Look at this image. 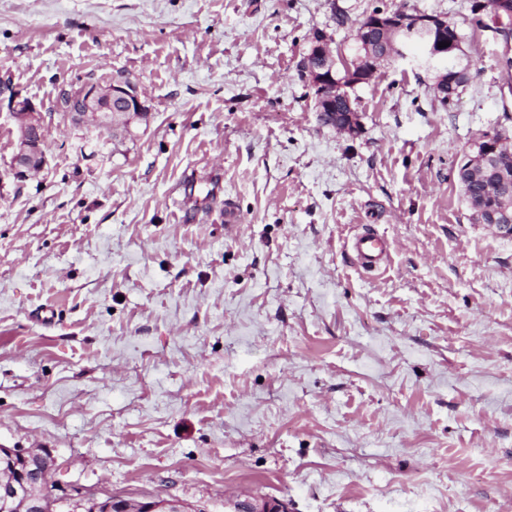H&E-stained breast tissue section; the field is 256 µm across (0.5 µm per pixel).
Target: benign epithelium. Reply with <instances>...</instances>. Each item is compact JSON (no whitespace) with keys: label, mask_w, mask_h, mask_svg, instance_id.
<instances>
[{"label":"benign epithelium","mask_w":512,"mask_h":512,"mask_svg":"<svg viewBox=\"0 0 512 512\" xmlns=\"http://www.w3.org/2000/svg\"><path fill=\"white\" fill-rule=\"evenodd\" d=\"M447 29L448 21L440 16L399 10L373 15L362 33L368 40L373 32L381 31L386 58L402 57L406 46L416 44L426 61L438 67L448 61L447 52L438 47L439 43L447 41ZM307 58L313 59V64L306 65L305 73L318 92L317 112L322 117L330 116L336 130L356 134V109L348 96L341 95L344 110L336 111V88L342 81L337 76L336 58L327 40L320 36L313 39ZM342 64L348 72H357L354 79L360 82L368 72L377 70L378 59L368 52L356 55L350 62L344 60ZM66 92L70 105L67 114L76 124L89 121L99 129L110 130L118 120L128 127L147 116L137 84L124 76L115 75L106 83L71 84ZM0 96L7 102L17 134L9 173L17 180H25L40 172L47 162L41 113L31 99L22 96L10 84L0 82ZM500 151V143L487 135L475 144L474 153L465 156L460 166L469 170L480 167L491 182L505 185L507 168L495 163ZM481 223L511 231L512 215L503 205L485 207L481 211ZM51 469V455L46 451L38 453L31 448L0 445V512H47L45 493L50 486ZM91 499L101 512H188L181 504L166 499H117L108 493L91 498L80 492L69 496L67 512H84Z\"/></svg>","instance_id":"benign-epithelium-1"}]
</instances>
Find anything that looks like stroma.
<instances>
[{"label":"stroma","instance_id":"stroma-1","mask_svg":"<svg viewBox=\"0 0 512 512\" xmlns=\"http://www.w3.org/2000/svg\"><path fill=\"white\" fill-rule=\"evenodd\" d=\"M472 2L0 0L47 152L13 179L0 103V444L49 452L58 495L512 512V234L456 179L483 134L512 147V68ZM376 8L453 23L470 80L442 104L408 47L350 89L351 136L301 63L318 30L353 58ZM119 70L132 132L62 112ZM363 227L386 269L353 264Z\"/></svg>","mask_w":512,"mask_h":512}]
</instances>
